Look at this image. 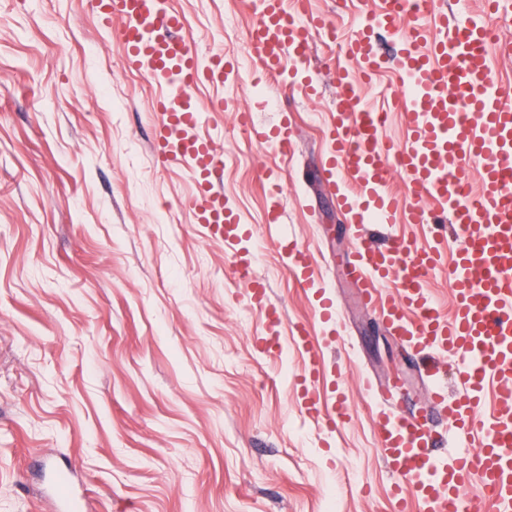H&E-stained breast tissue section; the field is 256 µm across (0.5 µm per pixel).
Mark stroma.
<instances>
[{"mask_svg": "<svg viewBox=\"0 0 512 512\" xmlns=\"http://www.w3.org/2000/svg\"><path fill=\"white\" fill-rule=\"evenodd\" d=\"M199 57L221 46L240 60L255 20L248 0H172ZM333 24L305 64L251 83L228 73L199 85L201 132L219 153L224 198L247 231L225 247L190 206L194 176L151 152L158 87L131 70L118 27L95 0H0V512H51L39 455L75 465L92 512H396L374 433L378 402L363 387L400 375L404 400L428 416L430 383L362 302L346 274L352 243L322 170L336 105L335 69L358 74L343 49L381 0H308ZM390 75L362 99L390 113L386 136L410 133ZM289 117L294 152L278 155L239 127ZM281 221L270 224L269 184ZM393 228L420 244L413 200L394 172ZM291 239L324 276L347 332L316 315L280 247ZM256 252L284 328L305 325L325 360V406L344 394L347 424L327 430L301 409L304 356L261 352L264 318L247 299L237 253ZM370 488L361 498L360 487Z\"/></svg>", "mask_w": 512, "mask_h": 512, "instance_id": "1", "label": "stroma"}]
</instances>
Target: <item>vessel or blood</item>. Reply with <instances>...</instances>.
<instances>
[{
    "instance_id": "obj_1",
    "label": "vessel or blood",
    "mask_w": 512,
    "mask_h": 512,
    "mask_svg": "<svg viewBox=\"0 0 512 512\" xmlns=\"http://www.w3.org/2000/svg\"><path fill=\"white\" fill-rule=\"evenodd\" d=\"M291 6V0H257L250 37L260 50L262 72L280 70L288 58L305 62L311 34L333 33L320 16L290 20ZM97 7L102 23L120 22L128 67L160 88L155 155L193 172L191 207L198 223L235 245L240 218L213 181L218 158L200 131L195 97L200 83L223 82V57L203 59L194 52L170 0H97ZM409 15L408 0H383L372 25L346 43L345 54L368 76L392 68L412 137L401 144L384 137L386 111L364 102L358 83L340 74L324 171L350 215L353 274L367 303L378 305L382 324L412 350L427 375H436L441 361L452 362L459 389L452 397L438 385L430 391L434 409L455 431L451 438L427 418L402 412L403 397L393 395L375 419L379 451L395 479L393 495L410 494L417 512H457L475 481L489 489L484 502L493 512H512V96L490 71L491 54H512V45L487 38L489 24L512 22V0H485L482 18L456 16L434 40L423 24L406 25ZM378 28L400 46L394 62L379 50ZM250 133L281 154L292 149L287 123ZM470 162L477 165V178L469 176ZM396 167L417 202L415 223H426L431 209L453 220L450 314H442L425 286L428 272L441 260L440 247H420L398 236L379 244L371 235L372 225L396 221V200L387 190ZM288 256L298 284L312 287L310 255L292 243ZM254 262L252 254L239 256L237 272L247 283L249 302L265 315L268 334L261 345L268 349L281 317L266 284L253 276ZM291 339L303 348L306 371L319 372L321 353L311 345L308 329L294 325ZM302 408L322 425L350 419L344 400L324 406L310 388Z\"/></svg>"
}]
</instances>
